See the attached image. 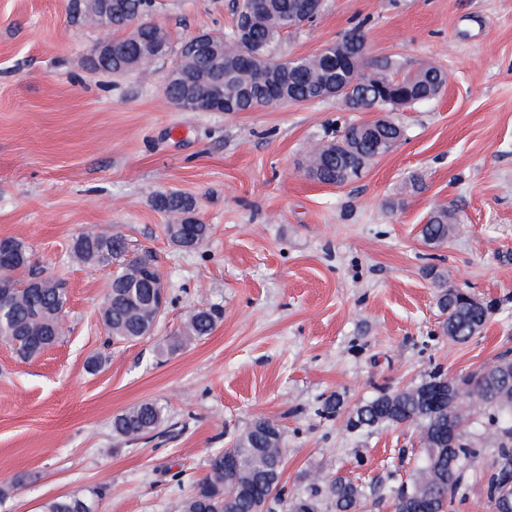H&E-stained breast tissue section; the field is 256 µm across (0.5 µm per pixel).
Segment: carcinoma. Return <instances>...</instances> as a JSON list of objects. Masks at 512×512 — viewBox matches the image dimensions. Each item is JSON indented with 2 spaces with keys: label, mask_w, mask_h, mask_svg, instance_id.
<instances>
[{
  "label": "carcinoma",
  "mask_w": 512,
  "mask_h": 512,
  "mask_svg": "<svg viewBox=\"0 0 512 512\" xmlns=\"http://www.w3.org/2000/svg\"><path fill=\"white\" fill-rule=\"evenodd\" d=\"M311 0H237L236 21L230 31L215 33L224 53V99L237 112H253L288 101L296 104L336 98L352 112L377 110L384 116L373 121L352 123L343 128L336 141L311 147L306 158L308 176L327 185L343 186L359 180L382 156L404 138V127L392 116L396 111L436 98L448 82V73L434 63L417 70H404L393 57L365 62L367 42L363 29L354 27L318 53L283 61L272 54L281 35L299 28L314 14ZM154 0H112L104 22L113 31L121 55L110 61L93 62L94 68L117 73L131 66L142 44L124 36L130 27H142L144 39L165 46V55L187 73L208 70L212 61L174 43L163 29L148 21ZM155 210L166 213L175 223L164 225L170 242L188 250L201 244L210 227L196 218L194 197L178 190L152 197ZM460 218L452 206L434 209L422 225V239L441 245L456 234ZM20 259L10 265L14 288L0 306V339L7 341L24 359L55 345L64 332L67 291L46 282L34 294L25 284L38 274L30 253L20 240H13ZM127 245L120 234L97 228L84 230L73 245L74 257L85 264L115 267L103 304V318L114 342H136L152 334L164 313L157 292L147 287L160 278L156 256L150 250L129 260ZM438 288L436 306L443 333L455 342L474 337L473 328L488 319L487 302L474 303L448 291L445 277L429 271ZM221 318L216 307L192 312L183 329L160 352L173 354L209 335ZM437 372L429 380L394 393L381 392L362 402L344 423L349 429L380 425L414 426L423 445L409 489L400 488L392 498L393 512H414V500H427L428 512H451L464 488L468 470L480 456L464 437L465 428L476 414L488 415L499 431L500 442L494 471L487 478V497L496 512H512V426L503 414L512 415V357L499 356L490 368L458 380L449 398L439 404L424 395V388L444 381ZM164 408L153 401L135 404L112 419V431L126 442L145 439L165 422ZM283 426L259 418L240 433L232 446L213 452L207 475L197 481L181 505V512H263L262 502L271 499L285 504L287 512H321L327 498L335 512H360L367 498L365 488L353 480L333 475L315 476L310 492L286 498L281 480L285 467L282 448ZM41 512H93V499L59 496L42 505Z\"/></svg>",
  "instance_id": "carcinoma-1"
}]
</instances>
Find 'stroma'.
I'll return each instance as SVG.
<instances>
[{"label":"stroma","mask_w":512,"mask_h":512,"mask_svg":"<svg viewBox=\"0 0 512 512\" xmlns=\"http://www.w3.org/2000/svg\"><path fill=\"white\" fill-rule=\"evenodd\" d=\"M237 0H156L152 20L173 41L229 30ZM363 23L369 58L412 70L434 61L444 91L397 112L406 138L362 179L308 178V147L370 120L341 101L259 112H193L170 104V60L115 77L90 65L101 27L71 0H0V238L22 240L36 267L66 283L68 331L19 359L0 340V512H40L46 500L101 491L98 512H180L210 454L253 421L284 427L288 491L314 473L366 487L371 512L412 472L417 430L354 431L321 415L381 390L461 377L512 352V0H323L288 31L279 55L306 57ZM421 189L406 190L413 174ZM192 195L211 233L184 251L151 205L160 191ZM455 206L460 230L431 247L419 230ZM96 226L123 234L130 255L152 250L169 305L153 334L110 343L100 310L108 268L76 263L74 239ZM493 305L465 343L443 334L428 269ZM216 305L208 336L176 355L158 347L188 315ZM109 361L88 372L86 360ZM152 400L166 421L128 443L112 418ZM495 428L479 417L466 437L481 455L453 512H493L483 475ZM37 474L22 486L14 480Z\"/></svg>","instance_id":"1"}]
</instances>
